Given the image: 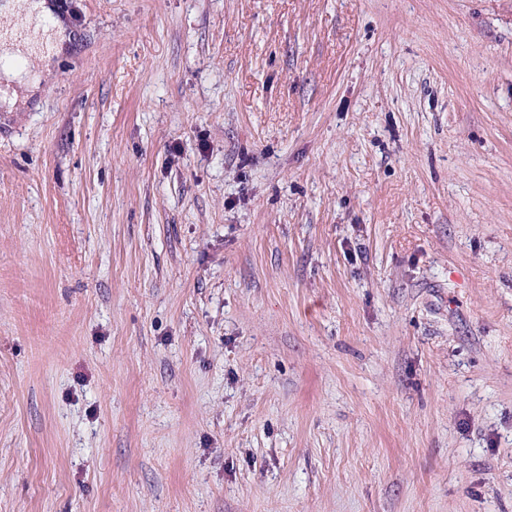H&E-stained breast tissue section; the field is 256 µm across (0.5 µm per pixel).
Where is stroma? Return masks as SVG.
<instances>
[{"label":"stroma","instance_id":"stroma-1","mask_svg":"<svg viewBox=\"0 0 512 512\" xmlns=\"http://www.w3.org/2000/svg\"><path fill=\"white\" fill-rule=\"evenodd\" d=\"M67 2L0 512H512V0Z\"/></svg>","mask_w":512,"mask_h":512}]
</instances>
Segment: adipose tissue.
Returning a JSON list of instances; mask_svg holds the SVG:
<instances>
[{
	"instance_id": "ef3b65f1",
	"label": "adipose tissue",
	"mask_w": 512,
	"mask_h": 512,
	"mask_svg": "<svg viewBox=\"0 0 512 512\" xmlns=\"http://www.w3.org/2000/svg\"><path fill=\"white\" fill-rule=\"evenodd\" d=\"M71 40L65 22L53 17L47 0H0V55L34 56L48 73Z\"/></svg>"
}]
</instances>
